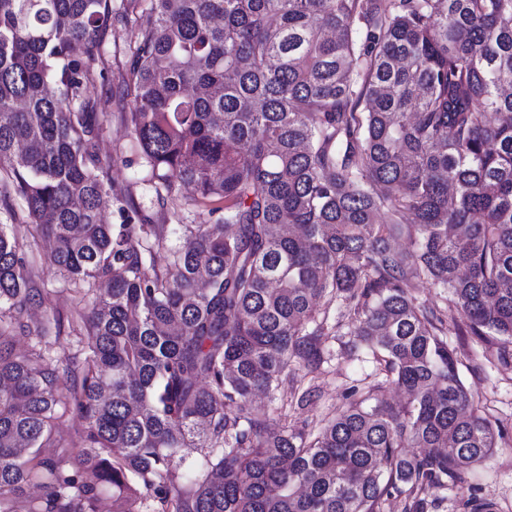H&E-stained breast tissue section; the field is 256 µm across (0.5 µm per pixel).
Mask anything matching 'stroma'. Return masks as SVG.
Listing matches in <instances>:
<instances>
[{"mask_svg":"<svg viewBox=\"0 0 512 512\" xmlns=\"http://www.w3.org/2000/svg\"><path fill=\"white\" fill-rule=\"evenodd\" d=\"M112 4L118 16L112 21L102 56L95 64L106 79L94 81L87 89L97 111L104 114L101 157L110 167L112 187L119 197L118 202L107 209L105 219L114 225L132 222L163 228L165 239L153 251L158 265L162 266L182 243L181 234L175 229L178 221L213 223L219 216L197 205L192 187L182 186L167 195L156 193L147 182L144 161L122 114L130 107L123 79L136 30L149 0H112ZM52 249L51 241L42 239L28 252L34 298L22 317L26 329L19 332L15 351L20 355L39 354L64 366H80L88 349L84 335L74 331L72 324L79 315L87 313L92 294L86 285H74L56 273L51 263ZM54 321L61 324L59 335L44 338L33 335V328ZM447 340L462 362V381L486 403L492 420L503 428L504 437L492 457L466 473L462 483L430 493L426 512H470L468 502L474 498L495 503L497 512H512V362L499 363L498 343H486L453 332L448 334ZM329 346L333 357L319 379L307 378L299 369L294 373L293 382L285 387L289 393L306 391L310 394L308 401L294 406L291 411L297 425L310 429L320 427L333 409L343 404L349 388L378 384L371 354L364 350L351 352L344 336L330 341Z\"/></svg>","mask_w":512,"mask_h":512,"instance_id":"1","label":"stroma"}]
</instances>
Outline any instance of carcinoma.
<instances>
[{
    "label": "carcinoma",
    "instance_id": "carcinoma-1",
    "mask_svg": "<svg viewBox=\"0 0 512 512\" xmlns=\"http://www.w3.org/2000/svg\"><path fill=\"white\" fill-rule=\"evenodd\" d=\"M112 13L0 0V205L26 218L0 225V512L32 485L29 512H97L104 487L113 512H383L394 495L424 512L502 439L444 339L448 309L409 287L446 289L460 333L512 344V0H150L125 122L155 189L224 203L180 225L163 267V232L102 220L86 86ZM38 234L59 272L107 283L78 376L11 353ZM338 336L384 379L313 433L281 387ZM386 384L409 400H379ZM65 401L88 424L72 475L44 451ZM417 302L425 306H444L442 288L425 281H415L409 288Z\"/></svg>",
    "mask_w": 512,
    "mask_h": 512
}]
</instances>
